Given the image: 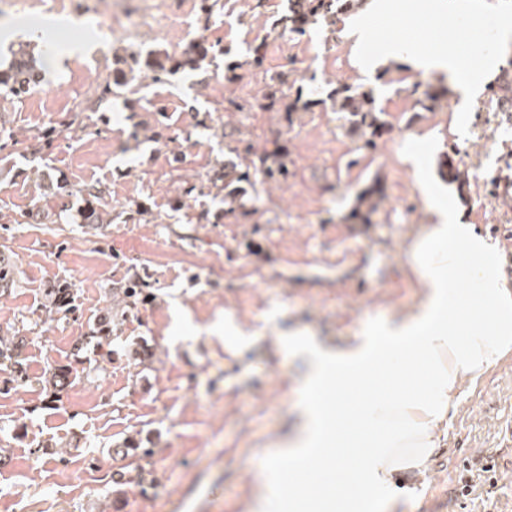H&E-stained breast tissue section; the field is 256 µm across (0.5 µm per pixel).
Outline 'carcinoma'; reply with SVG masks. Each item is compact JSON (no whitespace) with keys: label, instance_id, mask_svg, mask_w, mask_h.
I'll return each mask as SVG.
<instances>
[{"label":"carcinoma","instance_id":"1","mask_svg":"<svg viewBox=\"0 0 512 512\" xmlns=\"http://www.w3.org/2000/svg\"><path fill=\"white\" fill-rule=\"evenodd\" d=\"M365 0H289L288 13L278 22L283 32L302 35L307 29L320 22L334 25L342 15L356 12L363 7ZM213 54V47L201 40L192 44L179 57H173L159 51H150L134 59L140 70L152 74L156 81L177 70L198 69ZM25 50L18 52L14 63L6 70H0V97L20 99L40 82V75L30 67L25 59ZM297 80L279 79L277 92L264 95L266 109L283 113L287 126L294 124V116L301 112H311L319 105L331 102L334 111L340 114L343 127L356 138L358 151H365L376 146L377 140L389 134L392 126L385 118V113L377 106L375 90L361 84L339 82L329 93V100L322 98H305L301 88L295 87ZM126 71L113 64L112 71L102 86L100 98L112 95L113 89L127 86ZM497 87L502 97L512 96V58L500 69ZM448 94L445 87L436 88L427 85L422 97L417 99L419 112L413 118L420 117V112L433 109ZM271 150L255 149L251 144L242 148L229 149L232 155L230 163L220 165V176L212 180V187L224 193V217L246 216L255 210L254 201L258 198L257 185L280 182L288 179V149L279 141H273ZM439 174L461 186L467 185L465 172L448 154H443L438 163ZM85 206L80 210L81 223L97 227L104 223V210L99 208L103 192L90 185L84 189ZM383 198V186L379 179H373L356 193L354 205L345 220L352 224H371L372 216L378 212ZM16 283V269L7 259L0 258V292L5 293ZM144 284L134 282L112 289L116 297L115 311L107 312L104 318L95 323L84 337L88 343L105 347L112 343V322L120 320L127 310L137 307L144 301ZM48 295L55 313L67 314L73 311V290L62 284L48 286ZM20 342L15 339L0 337V366L17 368L21 366ZM74 377L73 369L67 366H53L44 373L42 389L45 401H59Z\"/></svg>","mask_w":512,"mask_h":512}]
</instances>
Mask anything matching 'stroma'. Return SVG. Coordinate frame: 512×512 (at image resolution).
I'll return each instance as SVG.
<instances>
[{"label":"stroma","mask_w":512,"mask_h":512,"mask_svg":"<svg viewBox=\"0 0 512 512\" xmlns=\"http://www.w3.org/2000/svg\"><path fill=\"white\" fill-rule=\"evenodd\" d=\"M14 2L0 19H36L47 36L96 50L63 55L54 71L34 53L39 85L22 99H0V244L17 269L16 287L0 295V336L22 337L27 378L18 385L0 367V459L10 462L0 470V512H252L253 476L287 435L300 401L304 367L286 339L349 345L418 312L423 290L408 251L435 221L428 196L459 208L462 223L490 243L488 261L502 259L507 245L489 229L493 219L512 217V202L480 190L479 180L512 170V120L459 109L452 93L411 122L413 85L444 86L447 76L406 67L370 74L350 62L336 68L337 47L349 45L344 23L312 26L296 39L304 95L326 96L339 82L372 87L393 130L360 157L331 108L300 114L286 134L288 180L265 184L258 213L232 223L196 163L217 168L230 133L257 147L284 134L280 113L256 115L251 102L233 101L251 47L262 46L267 75L256 99L284 73L286 48L273 22L288 0H220L210 14L203 0H139L152 23L105 36L98 21L112 0ZM422 2L397 0L393 12L372 17L373 45L402 38L430 51L466 42L467 67L504 63L508 44L499 31L512 23V0H476V9L442 24ZM197 29L216 48L201 70L160 82L138 73L99 102L113 59L149 50L180 55ZM232 61L240 67L230 82ZM74 102L83 105L76 122L33 153L34 136ZM489 145L483 177L462 188L441 179L442 153L479 156ZM376 177L385 197L372 223L344 222L356 193ZM88 185L103 188L112 223H27L32 209L77 211ZM187 188L191 197L173 210ZM133 200L149 219L127 217ZM133 280L153 300L126 314L109 351L76 350L106 314L110 288ZM57 282L72 288L75 311L50 322L47 287ZM57 365L74 366L76 376L48 406L40 380ZM510 420L512 356L464 383L439 442L447 460L401 473L395 512H512V461L500 457L488 474L478 463L498 455ZM129 438L141 453L122 452ZM89 472L96 482L86 481Z\"/></svg>","instance_id":"stroma-1"}]
</instances>
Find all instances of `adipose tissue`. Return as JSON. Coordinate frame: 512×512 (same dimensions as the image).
Listing matches in <instances>:
<instances>
[{
	"mask_svg": "<svg viewBox=\"0 0 512 512\" xmlns=\"http://www.w3.org/2000/svg\"><path fill=\"white\" fill-rule=\"evenodd\" d=\"M387 0H369L365 13L350 23L358 64L374 71L389 59L401 58L412 71L446 74L452 88L469 97L471 85L459 82L460 63L446 48L423 54L402 41L368 51V15L388 9ZM435 223L425 225L411 253L413 269L424 290L419 311L407 320L381 326L355 344L332 349L312 340L291 346L303 366L305 395L297 421L256 479L264 492L256 512H334L330 493L335 474L350 471L373 512H389L394 500L384 497L394 474L422 468L448 427V407L463 382L482 377L500 358L512 354V298L498 288L484 259L488 244L469 225L459 223L454 209L435 207ZM472 257L476 288L454 293L448 270L460 254ZM478 307L488 330L446 317L449 304ZM386 364L391 382L379 397L366 401L358 415L357 436L343 452L339 429L346 420L347 392L365 390L379 364ZM314 457L330 464L311 483L284 486V468L300 469Z\"/></svg>",
	"mask_w": 512,
	"mask_h": 512,
	"instance_id": "obj_1",
	"label": "adipose tissue"
}]
</instances>
